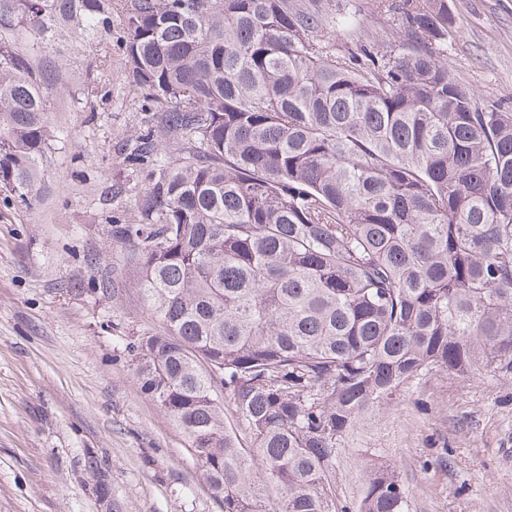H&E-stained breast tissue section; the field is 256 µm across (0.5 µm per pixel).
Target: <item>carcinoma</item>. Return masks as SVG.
I'll return each mask as SVG.
<instances>
[{
  "label": "carcinoma",
  "instance_id": "1",
  "mask_svg": "<svg viewBox=\"0 0 512 512\" xmlns=\"http://www.w3.org/2000/svg\"><path fill=\"white\" fill-rule=\"evenodd\" d=\"M385 5L399 51L346 57L333 0H0V193L25 207L50 83L1 34L110 38L120 9L143 188L108 233L164 325L130 351L222 512H352L336 458L365 410L434 369L512 373V112L441 57L448 0ZM357 512H407L397 476Z\"/></svg>",
  "mask_w": 512,
  "mask_h": 512
}]
</instances>
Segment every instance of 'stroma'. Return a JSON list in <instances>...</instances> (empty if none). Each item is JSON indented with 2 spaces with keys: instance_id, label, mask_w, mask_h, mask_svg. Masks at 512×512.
<instances>
[{
  "instance_id": "stroma-1",
  "label": "stroma",
  "mask_w": 512,
  "mask_h": 512,
  "mask_svg": "<svg viewBox=\"0 0 512 512\" xmlns=\"http://www.w3.org/2000/svg\"><path fill=\"white\" fill-rule=\"evenodd\" d=\"M336 52L395 29L375 0ZM446 59L479 103L512 111V0H448ZM108 58L110 96L92 80ZM54 87L51 147L27 207L0 195V512H221L183 431L141 392L128 347L159 330L138 273L107 235L142 189L124 148L143 114L120 49L61 30L35 55ZM395 471L408 512H512V374L435 370L367 410L336 459L358 505L367 471Z\"/></svg>"
}]
</instances>
